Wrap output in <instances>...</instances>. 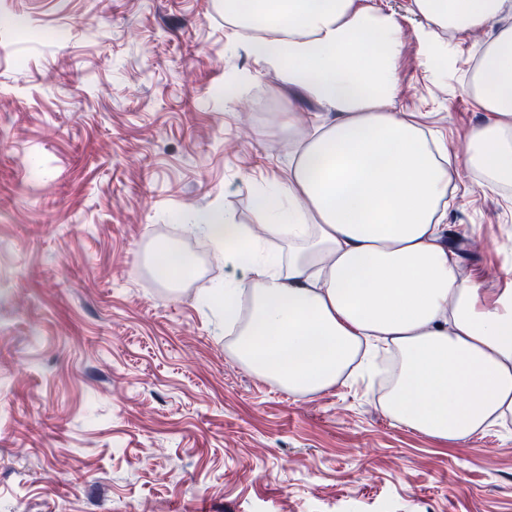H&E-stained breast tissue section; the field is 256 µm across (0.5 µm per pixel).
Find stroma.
<instances>
[{
    "mask_svg": "<svg viewBox=\"0 0 512 512\" xmlns=\"http://www.w3.org/2000/svg\"><path fill=\"white\" fill-rule=\"evenodd\" d=\"M398 109L464 158L466 60L427 63L408 0ZM238 81L225 104V82ZM319 106L260 68L224 0H0V512H512V423L461 440L388 414L370 374L294 397L225 346L208 297L241 269L196 215L258 224L285 180L277 117ZM441 242L512 281V186L457 166ZM190 255L177 289L147 259Z\"/></svg>",
    "mask_w": 512,
    "mask_h": 512,
    "instance_id": "1",
    "label": "stroma"
}]
</instances>
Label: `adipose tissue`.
<instances>
[{"label":"adipose tissue","instance_id":"1","mask_svg":"<svg viewBox=\"0 0 512 512\" xmlns=\"http://www.w3.org/2000/svg\"><path fill=\"white\" fill-rule=\"evenodd\" d=\"M426 57L441 33L487 30L465 90L488 116L468 163L512 183V0H409ZM258 66L321 104L307 137L280 113L292 163L255 189L264 236L214 210L195 228L245 271L212 302L231 354L295 396L346 380L361 349L392 347L391 418L459 439L512 415V288L486 300L440 242L457 159L399 112L402 29L377 0H224ZM278 242L269 253L266 243Z\"/></svg>","mask_w":512,"mask_h":512}]
</instances>
